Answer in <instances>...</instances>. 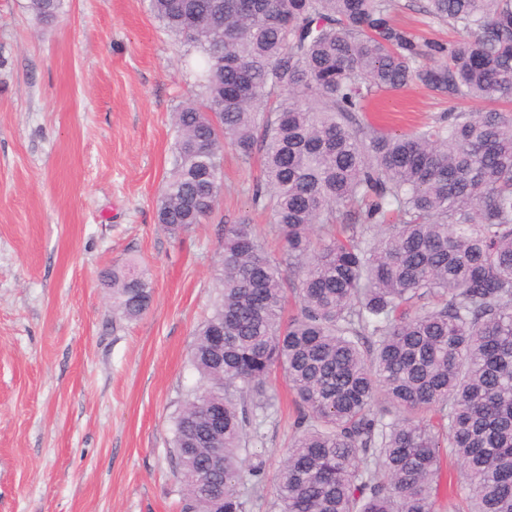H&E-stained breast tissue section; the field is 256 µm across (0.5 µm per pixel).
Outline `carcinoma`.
<instances>
[{
	"mask_svg": "<svg viewBox=\"0 0 512 512\" xmlns=\"http://www.w3.org/2000/svg\"><path fill=\"white\" fill-rule=\"evenodd\" d=\"M392 5L149 0L201 50L158 224L176 236L215 213L229 145L261 157L253 204L283 245L219 225L220 296L190 353L202 385L173 420L182 512L266 498L264 462L242 453L264 439L276 368L296 406L276 512H435L445 457L461 464L455 512H512V112L463 107L512 101V0H424L466 35L446 46L395 26ZM61 6L27 8L48 21ZM415 83L448 99L446 118L401 134L364 121L376 93ZM103 282L114 314L148 310L135 263Z\"/></svg>",
	"mask_w": 512,
	"mask_h": 512,
	"instance_id": "cac0c4a2",
	"label": "carcinoma"
}]
</instances>
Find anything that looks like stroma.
Instances as JSON below:
<instances>
[{
    "label": "stroma",
    "mask_w": 512,
    "mask_h": 512,
    "mask_svg": "<svg viewBox=\"0 0 512 512\" xmlns=\"http://www.w3.org/2000/svg\"><path fill=\"white\" fill-rule=\"evenodd\" d=\"M26 4L0 0V512H180L173 418L201 384L189 353L216 297L217 227L244 221L281 248L252 202L259 167L225 148L212 221L169 235L157 200L198 49L147 0H63L48 25ZM421 4L395 0L394 23L456 40ZM447 110L414 84L376 96L366 118L402 133ZM131 261L153 299L128 321L102 273ZM273 386L250 448L271 478L294 433L281 375Z\"/></svg>",
    "instance_id": "35a3bbf8"
}]
</instances>
